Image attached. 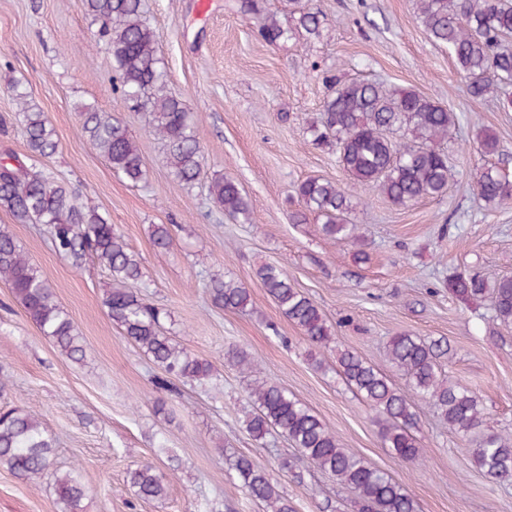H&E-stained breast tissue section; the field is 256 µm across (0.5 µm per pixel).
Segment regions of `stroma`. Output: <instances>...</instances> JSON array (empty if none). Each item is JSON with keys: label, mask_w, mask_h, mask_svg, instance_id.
Returning <instances> with one entry per match:
<instances>
[{"label": "stroma", "mask_w": 512, "mask_h": 512, "mask_svg": "<svg viewBox=\"0 0 512 512\" xmlns=\"http://www.w3.org/2000/svg\"><path fill=\"white\" fill-rule=\"evenodd\" d=\"M208 2L204 14L198 0L144 2L167 85L191 111L204 153L202 183L184 187L144 117L114 90L112 57L83 0H0V160L27 152L14 120L17 85L56 131L47 168L116 226L141 259L147 302L184 348L220 371L205 385L176 380L172 391L156 389L161 369L103 306L107 272L92 262L71 267L43 225L14 223L0 209V227L51 284L86 345L82 361L62 356L0 282V408L34 412L56 441L52 474L33 482L0 468V512H57L54 476L69 471L89 489L85 512H198L211 502L218 512H263L230 467L240 455L269 471L296 512H357L352 491L282 437L259 443L246 433L254 377L307 404L343 447L406 486L419 512H512V483H489L471 460V439L449 432L424 401L416 403L414 430L423 459L396 458L374 410L336 364L337 351H355L401 388L403 377L385 357L390 337L448 338L446 372L476 393L491 429L512 432V325L494 319L489 301L464 303L448 289L459 272L512 274V204L489 206L476 191L489 163L480 135L498 138V164L512 176V109L470 96L447 46L421 24L419 0H310L323 12L314 39L296 28L283 0H259L292 30L273 45L240 0ZM330 76L410 88L456 114L443 143L455 170L444 196L393 204L355 185L335 148L314 144L308 126ZM85 105L127 124L146 162L144 182L129 184L93 149L78 118ZM225 175L244 189L252 223L224 216L210 199L208 181ZM310 177L349 192L357 239L327 238L314 215L291 223L295 187ZM156 224L174 225L169 248L154 245ZM360 249L366 262L354 258ZM265 265L283 268L332 325L335 340L320 360L267 297L257 276ZM215 273L248 288L253 310L214 307L205 284ZM235 347L251 355L252 376L225 363ZM144 465L164 476V499L135 496L128 474Z\"/></svg>", "instance_id": "obj_1"}]
</instances>
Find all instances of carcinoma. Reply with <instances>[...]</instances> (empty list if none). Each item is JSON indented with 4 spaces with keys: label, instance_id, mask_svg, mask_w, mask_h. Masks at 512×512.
I'll return each instance as SVG.
<instances>
[{
    "label": "carcinoma",
    "instance_id": "carcinoma-1",
    "mask_svg": "<svg viewBox=\"0 0 512 512\" xmlns=\"http://www.w3.org/2000/svg\"><path fill=\"white\" fill-rule=\"evenodd\" d=\"M297 24L319 35L320 12L305 0H288ZM86 12L100 24L117 74L118 89L126 100L144 111L150 130L164 144L174 181L194 184L204 156L190 111L166 90L165 73L158 54L157 33L142 20V0H83ZM419 19L430 36L448 46L458 70L468 78L472 96L493 95L512 83V0H419ZM260 36L275 44L288 30L272 15L261 19ZM18 112L15 120L24 134L28 154L0 162V208L18 224L46 226L54 251L80 269L96 260L112 277L113 287L103 304L127 340L136 345L166 374L185 382H203L214 376L213 364L180 346L164 328L159 313L142 301L128 284L142 280L138 255L97 209L84 205L68 183L33 170V158L55 153L58 142L45 112L13 89ZM82 130L97 153L112 164L126 181L137 185L145 178L139 148L126 125L112 113L86 106L80 112ZM456 115L407 88H387L377 82L356 80L336 83L318 119L310 126L316 144H336L343 170L357 185L372 186L392 203L408 206L437 198L453 178L448 157L430 146L444 139L456 125ZM478 196L488 205L512 202V180L494 165L481 173ZM215 203L225 214L244 223L251 221L248 200L238 182L228 176L213 181ZM304 211L322 218V231L334 239L356 238L349 223L351 195L336 182L309 178L295 189ZM154 244L166 249L171 228L153 225ZM266 293L313 346H327L334 337L320 307L274 265L258 271ZM0 279L24 308L40 332L61 355L79 361L85 354L83 337L56 300L53 288L17 245L10 232L0 229ZM448 287L461 301L489 298L494 316L512 323V276L459 273ZM207 290L219 308L245 310L251 305L248 289L221 273L212 275ZM449 344L445 338L426 340L399 334L387 345L389 362L402 372L408 387L424 399L448 430L473 438V462L493 484L512 483V435L487 428L486 416L475 393L451 380L443 370ZM340 374L383 417L381 434L387 447L404 462L420 459L412 429L417 413L407 397L372 364L351 350L338 356ZM252 409L245 429L254 440L272 434L284 436L318 469L337 477L356 493L360 512H417L406 487L386 472L341 447L336 435L305 403L267 380L255 382L249 392ZM55 442L37 416L28 410L0 413V468L37 480L53 465ZM249 498L265 504L267 512H294L270 475L251 458L233 464ZM138 498L160 500L166 485L162 475L146 466L129 472ZM58 512H84L88 491L72 472L55 476Z\"/></svg>",
    "mask_w": 512,
    "mask_h": 512
}]
</instances>
